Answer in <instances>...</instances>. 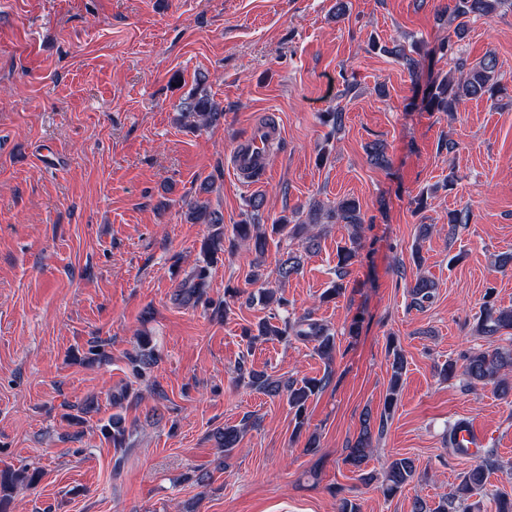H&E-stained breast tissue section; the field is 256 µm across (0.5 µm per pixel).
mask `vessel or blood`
Segmentation results:
<instances>
[{
    "label": "vessel or blood",
    "mask_w": 512,
    "mask_h": 512,
    "mask_svg": "<svg viewBox=\"0 0 512 512\" xmlns=\"http://www.w3.org/2000/svg\"><path fill=\"white\" fill-rule=\"evenodd\" d=\"M283 137L281 126L273 121L258 119L249 135L238 140L229 154V170L242 185L250 186L267 178L268 155Z\"/></svg>",
    "instance_id": "1"
}]
</instances>
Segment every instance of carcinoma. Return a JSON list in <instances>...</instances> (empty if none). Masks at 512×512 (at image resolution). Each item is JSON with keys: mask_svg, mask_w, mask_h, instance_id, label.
I'll return each instance as SVG.
<instances>
[{"mask_svg": "<svg viewBox=\"0 0 512 512\" xmlns=\"http://www.w3.org/2000/svg\"><path fill=\"white\" fill-rule=\"evenodd\" d=\"M505 4V0H451L448 5V15L452 22H457V37L463 38L468 23L473 18H490ZM370 48L374 51L387 53L394 56L408 71L416 72L421 64V59L429 55H440L454 62L455 70L443 76L437 75L431 78L426 86L422 103L424 109L429 112L451 113L456 111V105L463 97H478L484 95L494 96L497 90V60L487 57L475 64L468 63L456 48V43L443 39L437 46L427 49L422 42L412 44V50L395 45L389 47L379 41H372ZM181 112L185 117L192 119V126L207 127L217 124L224 118V107L214 101L205 89L193 90L182 102ZM370 161L377 167L386 168L390 159L386 147L381 142H375L369 146ZM331 219L339 224L348 226V240L337 247L336 280L330 288L321 295L323 302L334 299L344 294L347 285L345 279L349 268L357 261L362 247L364 233V219L358 202L346 199L336 207L327 211L322 206L314 204L309 207L307 221L292 222L281 218L275 224L262 230L258 224L243 222L235 225L233 237L227 239L224 235V216L211 206L210 201L195 200L188 204L186 218L193 224H209L215 227L204 241V264L197 266L190 277L181 284L178 293L179 300L183 303L190 301L199 302L203 295V288L209 275V264L215 254L221 252H234L239 243L248 242L255 253L248 275V281L253 284L261 283L263 287L258 291L259 301L266 305L274 304L277 308L288 311V299L279 294V290L266 286L264 273L262 272V258L267 251L269 241L275 238L298 239L302 242L303 254H310L319 249L318 236L309 233V227L322 222V218ZM302 263V254L290 252L287 258L282 260L278 267V281L284 282L298 273ZM410 293L413 305L422 308L434 297L435 283L421 276L410 285ZM475 331L478 335L488 339L512 331V306L502 307L496 303L494 290L490 289L485 295L484 303L479 315L476 317ZM246 335L256 340L259 338L270 339L276 337L286 339L293 336L299 340L314 343V351L328 362L332 361L336 351V342L329 328L307 316L294 321L284 317L281 323L275 325L268 320L259 322L256 331H246ZM142 350L133 359L134 370L141 375L156 362V356L152 349L148 348L149 340L139 337ZM462 372L467 384L493 387L501 397L512 395V385L502 377V372L512 369V353L495 349H480L466 351L462 355ZM391 378L384 402V410L380 418H388L397 403L398 392L402 377L406 372V362L403 356L393 352L390 363ZM251 386L271 396L286 395L288 407L293 414L295 422L294 432L302 430L305 420L306 404L308 400L317 395L329 382V375L321 378L306 377L300 381L280 382L270 379L262 372H249ZM249 418H244L237 425L226 426L216 432V438L229 453L237 447L244 431L248 426ZM374 418L372 412L367 410L361 418L360 430L350 446L346 448L344 463L359 472V480L368 485L374 481V475L364 469L368 458L372 453L374 431ZM107 437L112 439L113 447H125L126 427L122 425V418L115 416L111 420L110 430L106 431ZM491 459L483 457L481 462L470 467L463 473L460 483L456 486L450 497L442 500L433 507L421 497L414 498L411 512H472L475 504L470 498L475 495L487 494V481ZM416 474L414 460L408 456L393 459L385 472L382 483L383 493L387 496L397 494L408 485ZM40 480L37 472L28 473L25 470H0V512H7L4 508L3 493L13 491L19 485L32 487Z\"/></svg>", "mask_w": 512, "mask_h": 512, "instance_id": "cac0c4a2", "label": "carcinoma"}]
</instances>
